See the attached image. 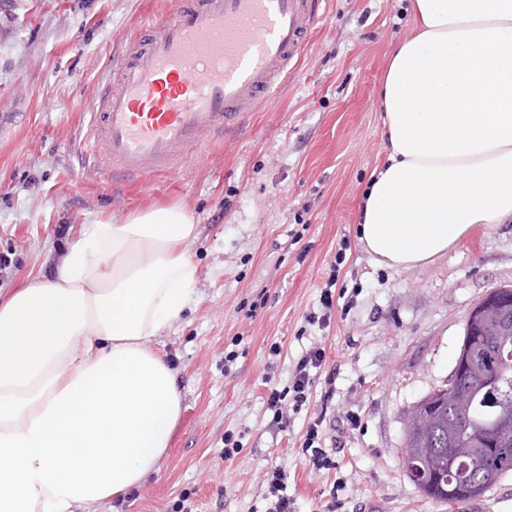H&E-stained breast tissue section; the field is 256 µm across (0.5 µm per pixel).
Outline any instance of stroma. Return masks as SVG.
Here are the masks:
<instances>
[{
  "label": "stroma",
  "instance_id": "35a3bbf8",
  "mask_svg": "<svg viewBox=\"0 0 512 512\" xmlns=\"http://www.w3.org/2000/svg\"><path fill=\"white\" fill-rule=\"evenodd\" d=\"M171 7L0 0V292L48 272L93 219L180 205L198 226L186 245L198 286L152 343L178 374L180 421L157 471L93 512H263L275 466L291 475L296 512H316L331 479L306 466L301 443L325 383L287 411L284 429L265 403L315 345L336 372L330 420L345 512H512V474L451 507L402 468L409 410L447 384L472 307L512 287V223L474 225L417 269L378 266L359 242L363 193L386 152L377 90L414 26L404 0H327L296 67L243 127L205 141L167 177L116 190L104 164L75 153L85 104L143 18L163 21ZM331 275L338 298L322 331L307 317ZM229 434L240 445L230 458Z\"/></svg>",
  "mask_w": 512,
  "mask_h": 512
}]
</instances>
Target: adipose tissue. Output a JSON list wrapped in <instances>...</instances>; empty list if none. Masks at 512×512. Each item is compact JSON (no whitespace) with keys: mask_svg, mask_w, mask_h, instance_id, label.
<instances>
[{"mask_svg":"<svg viewBox=\"0 0 512 512\" xmlns=\"http://www.w3.org/2000/svg\"><path fill=\"white\" fill-rule=\"evenodd\" d=\"M380 100L386 156L359 241L430 265L476 224L512 222V0H411ZM181 207L81 225L64 260L0 301V512H85L157 470L181 414L153 338L198 269Z\"/></svg>","mask_w":512,"mask_h":512,"instance_id":"ef3b65f1","label":"adipose tissue"}]
</instances>
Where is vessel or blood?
<instances>
[{"label": "vessel or blood", "mask_w": 512, "mask_h": 512, "mask_svg": "<svg viewBox=\"0 0 512 512\" xmlns=\"http://www.w3.org/2000/svg\"><path fill=\"white\" fill-rule=\"evenodd\" d=\"M324 0H173L144 20L116 60V83L93 102L86 157L105 156L112 182L175 172L204 137L239 126L302 55Z\"/></svg>", "instance_id": "1"}]
</instances>
